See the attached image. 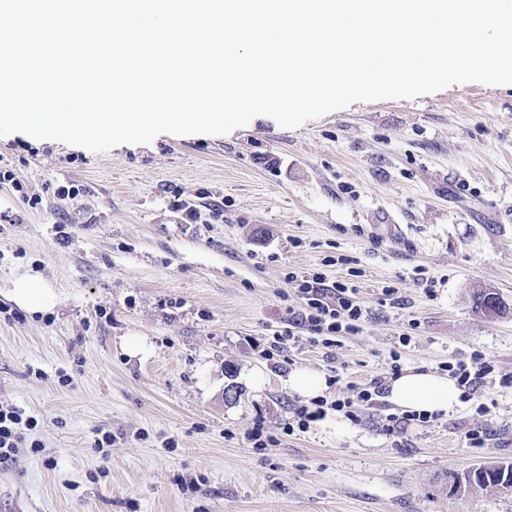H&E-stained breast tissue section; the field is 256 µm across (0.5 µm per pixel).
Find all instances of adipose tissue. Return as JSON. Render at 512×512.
<instances>
[{"instance_id":"ef3b65f1","label":"adipose tissue","mask_w":512,"mask_h":512,"mask_svg":"<svg viewBox=\"0 0 512 512\" xmlns=\"http://www.w3.org/2000/svg\"><path fill=\"white\" fill-rule=\"evenodd\" d=\"M460 395V389L448 376L408 369L390 381L386 399L404 412L445 414L459 405Z\"/></svg>"}]
</instances>
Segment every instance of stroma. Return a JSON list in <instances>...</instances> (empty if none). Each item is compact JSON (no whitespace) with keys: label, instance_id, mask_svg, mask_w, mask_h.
Wrapping results in <instances>:
<instances>
[{"label":"stroma","instance_id":"35a3bbf8","mask_svg":"<svg viewBox=\"0 0 512 512\" xmlns=\"http://www.w3.org/2000/svg\"><path fill=\"white\" fill-rule=\"evenodd\" d=\"M0 167L24 187L0 183V404L34 417L43 446L0 465V512H512V490L453 487L512 463V85L104 153L13 133ZM291 271L354 281L360 330L275 348ZM21 275L52 309L11 302ZM481 290L502 314L476 312ZM478 356L493 369L475 399L429 422L388 431L380 396L287 430L305 402L284 385L293 369L353 400L395 369ZM258 428L274 444L253 447Z\"/></svg>","mask_w":512,"mask_h":512}]
</instances>
